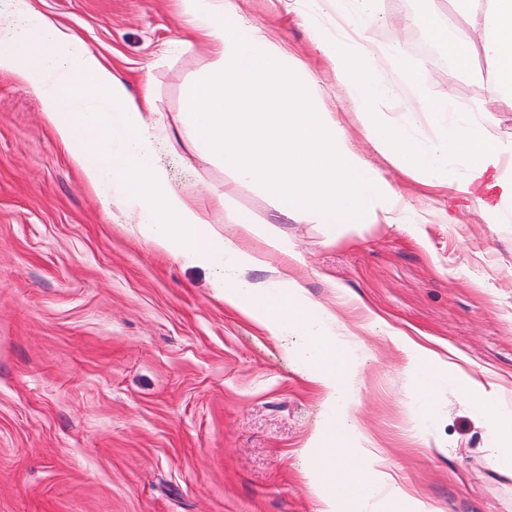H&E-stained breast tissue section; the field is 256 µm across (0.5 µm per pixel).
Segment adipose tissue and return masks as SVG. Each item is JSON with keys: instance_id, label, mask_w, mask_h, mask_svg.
Here are the masks:
<instances>
[{"instance_id": "adipose-tissue-1", "label": "adipose tissue", "mask_w": 512, "mask_h": 512, "mask_svg": "<svg viewBox=\"0 0 512 512\" xmlns=\"http://www.w3.org/2000/svg\"><path fill=\"white\" fill-rule=\"evenodd\" d=\"M195 34L206 41L218 64L202 80L187 85L180 114L182 134L200 145L205 157L257 185L277 205L280 216L322 224L328 241L344 225L368 213L374 223L397 224L405 211L401 194L357 151L335 112L324 105L327 91L303 63L269 42L247 20L237 0H182ZM377 0H323L344 27L329 35L312 29L315 49L326 60L339 96L367 140L396 169L452 185L483 217L498 223L512 214V143L499 139L470 112L454 110L453 88L431 90L428 69L394 61L390 48L370 42L365 27ZM457 17L469 19L494 73V103L512 110V0H455ZM10 25L0 27V74L27 87L40 101L42 116L65 147L83 181L104 211L122 205L132 224L160 252L212 271L215 297L271 336L291 331L306 336L293 350L315 383L327 410L314 435L308 477L319 512H431L415 494L394 484L379 467L378 449L353 422L358 395L355 365L330 338L336 315L311 299L291 273L300 255L272 239L269 251L281 263L272 278L255 283L246 270L265 265L266 255L246 248L257 226L227 208L222 221L197 209L193 199L171 184L157 156L163 122L150 95L132 98L112 67L83 40L55 25L33 0H6ZM412 23L439 46L462 75L471 72L465 42L454 37L455 19H439L428 0H416ZM415 93L394 109L400 84ZM429 115L436 133L421 135L412 116ZM234 226L233 235L223 226ZM458 392L486 408L487 425L500 446L493 469L512 467V415L490 409L477 382Z\"/></svg>"}]
</instances>
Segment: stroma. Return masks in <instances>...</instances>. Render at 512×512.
Returning <instances> with one entry per match:
<instances>
[{
    "label": "stroma",
    "instance_id": "35a3bbf8",
    "mask_svg": "<svg viewBox=\"0 0 512 512\" xmlns=\"http://www.w3.org/2000/svg\"><path fill=\"white\" fill-rule=\"evenodd\" d=\"M292 0H243L273 44L316 73L326 62ZM151 94L168 138L159 154L198 207L214 194L288 239L308 294L336 315L356 365L354 424L382 466L432 512H512V470L482 408L454 396L449 366L476 376L512 413V220L488 224L452 188L397 171L357 129L358 147L421 223L346 225L280 218L272 202L179 135L183 90L217 58L189 36L181 0H34ZM413 0H378L367 36L399 47L469 108L489 101L473 51L463 80L441 51L401 34ZM176 49H168V42ZM456 221L442 223L441 213ZM210 271L155 250L126 212H104L42 117L0 75V512H318L306 443L325 415L289 348L213 296ZM433 362L408 368L405 339Z\"/></svg>",
    "mask_w": 512,
    "mask_h": 512
}]
</instances>
